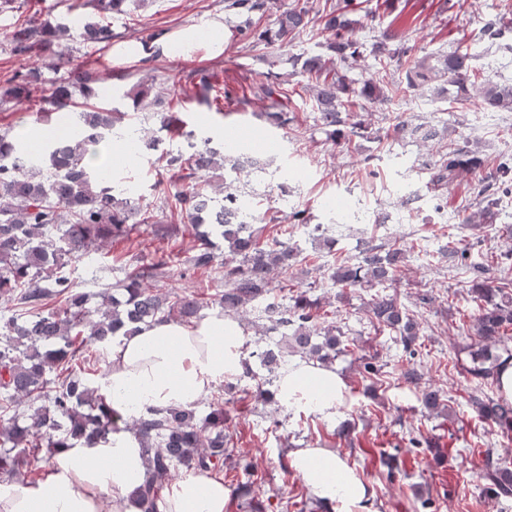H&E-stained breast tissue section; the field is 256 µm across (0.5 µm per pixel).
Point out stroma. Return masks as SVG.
Instances as JSON below:
<instances>
[{"label":"stroma","mask_w":512,"mask_h":512,"mask_svg":"<svg viewBox=\"0 0 512 512\" xmlns=\"http://www.w3.org/2000/svg\"><path fill=\"white\" fill-rule=\"evenodd\" d=\"M406 19L384 15L375 21L376 31L391 30L413 45L416 55L453 50V41L479 32L497 17L512 18V0H448L447 11H439L438 0H408ZM223 22L224 52L214 57L204 49L192 53L164 48L151 60L136 59L116 64L111 49H98L60 40L55 54L38 58L46 80L62 76L67 67L87 63L97 72L105 95L95 100L98 108L123 112V129L154 128V97H165L188 83L198 69L218 72L221 88L246 92L241 104L223 111L192 101L184 104L179 117L186 129L164 143L165 149L187 151L188 134L209 137L215 143L236 142L239 153L260 155L263 170L239 179L252 219H276L287 226L291 242L301 249L309 244L303 227L289 223L295 210L306 211L311 223L328 228L336 241L333 251L322 258L300 262L291 273L277 275V282L297 288H311L322 304H337L336 322L356 347L352 355L337 359L335 368L347 383L341 404L332 418L309 410L263 403L247 397L253 388L250 379H238L228 402L229 426L240 435L229 449L220 470L228 490L250 483L253 494L269 503L268 512H299L305 481L288 470L289 453L296 448H333L340 458L373 491L371 512H512L486 494L478 479L485 450L494 447L503 457H512V434L489 429L469 406L467 399L474 379L466 373L467 346L473 309L465 300L471 273L449 268L442 250L468 248L474 261H483L487 252L507 251L505 241L495 238L490 228L472 229L464 219L476 209L478 193L487 183L489 171L503 158H512V112H491L480 104L461 110L447 101L429 100L414 92L394 99L385 112L375 113V127L387 128L383 115L400 112L415 122L448 126L456 140L477 146L487 160L486 169L468 176L460 185L446 189L447 208L436 206L437 189L427 184L422 171L426 151L418 143L386 139L358 138L351 145L336 147L313 122L310 104L298 108L297 125L273 127L263 119L265 103L252 89L264 83L265 72L275 70L289 86H307L305 76L294 73L287 64V50L268 48L267 61H259L255 50L233 37L235 17L224 10V0H150L132 18L113 21L120 43H136L146 27L175 31L188 25ZM474 67L493 81H512V32L483 42ZM142 86L151 98L133 104L129 89ZM20 124L25 130L40 131L30 139L37 150L44 137L64 138L75 128L68 111L49 118L39 113L19 111L11 104H0V129ZM116 188L133 186V198L140 205L154 208L161 223H177L176 213L167 210L164 188L173 179L172 171L159 162L156 152L139 159L113 157L109 167ZM399 241L411 248L408 269L397 292L406 303H413L419 291H431L436 300L418 309L423 327L417 359L424 369L425 382L441 386L452 398L449 414L436 415L424 409L419 391L400 377L405 355L395 346L390 333L375 330L365 304L368 291L350 289L344 301L324 276L323 264L354 260L356 244L362 239ZM159 244L152 227L141 228L131 241L106 246L90 255L72 260L67 270L80 283L82 291L94 294L106 287L119 286L125 277L124 260L138 252H150ZM179 263L174 284L188 293L214 294L224 289V270L188 268L193 253V236L184 232L176 243ZM373 359L376 377H367L364 359ZM355 427L353 443L334 438L341 424ZM418 427L422 438L438 439L439 449L413 447L407 426ZM398 455L400 470L387 475L380 465L382 453Z\"/></svg>","instance_id":"35a3bbf8"}]
</instances>
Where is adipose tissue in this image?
Masks as SVG:
<instances>
[{
    "instance_id": "obj_1",
    "label": "adipose tissue",
    "mask_w": 512,
    "mask_h": 512,
    "mask_svg": "<svg viewBox=\"0 0 512 512\" xmlns=\"http://www.w3.org/2000/svg\"><path fill=\"white\" fill-rule=\"evenodd\" d=\"M247 335L241 322L210 312L193 324L141 326L112 346L102 391L113 409L198 406L224 379L242 370ZM346 390L335 369L297 361L274 386V397L294 408L334 416ZM296 474L312 484L327 512H368L371 498L334 449L297 448L289 454ZM145 471L137 437L127 431L93 447L81 443L57 453L36 475L0 491V512H140L133 489ZM224 480L189 473L168 484L161 512H224Z\"/></svg>"
}]
</instances>
